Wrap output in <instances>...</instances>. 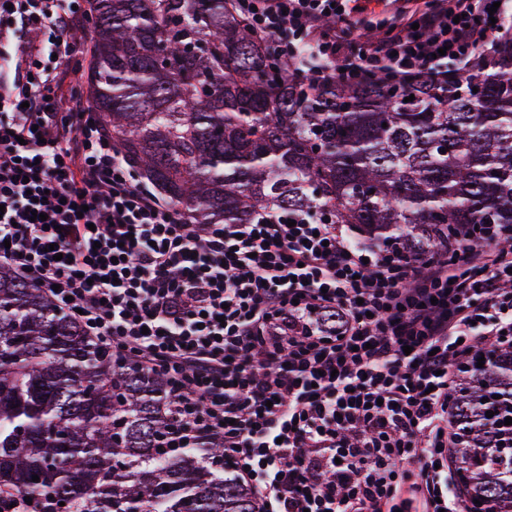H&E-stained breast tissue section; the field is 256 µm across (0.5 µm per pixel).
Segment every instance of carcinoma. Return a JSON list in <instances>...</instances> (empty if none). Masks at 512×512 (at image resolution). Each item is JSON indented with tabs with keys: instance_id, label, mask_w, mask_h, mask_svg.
I'll use <instances>...</instances> for the list:
<instances>
[{
	"instance_id": "1",
	"label": "carcinoma",
	"mask_w": 512,
	"mask_h": 512,
	"mask_svg": "<svg viewBox=\"0 0 512 512\" xmlns=\"http://www.w3.org/2000/svg\"><path fill=\"white\" fill-rule=\"evenodd\" d=\"M90 2L88 105L194 223L318 211L404 259L448 248L464 224L472 247L512 225V32L445 86L312 82L232 0ZM173 407L159 373L113 357L0 264L1 497L32 500L23 512H254L220 436L170 444ZM450 416L469 512L476 499L512 512V347L471 353Z\"/></svg>"
}]
</instances>
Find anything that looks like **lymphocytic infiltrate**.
<instances>
[{
	"instance_id": "lymphocytic-infiltrate-1",
	"label": "lymphocytic infiltrate",
	"mask_w": 512,
	"mask_h": 512,
	"mask_svg": "<svg viewBox=\"0 0 512 512\" xmlns=\"http://www.w3.org/2000/svg\"><path fill=\"white\" fill-rule=\"evenodd\" d=\"M493 3L439 0L374 36L356 0H235L281 55L320 57L311 79L443 85L502 33ZM88 13L0 0V262L159 371L181 438L221 436L257 512H466L448 402L469 350L512 346V226L478 248L463 227L407 260L316 213L190 223L136 182L58 70Z\"/></svg>"
}]
</instances>
